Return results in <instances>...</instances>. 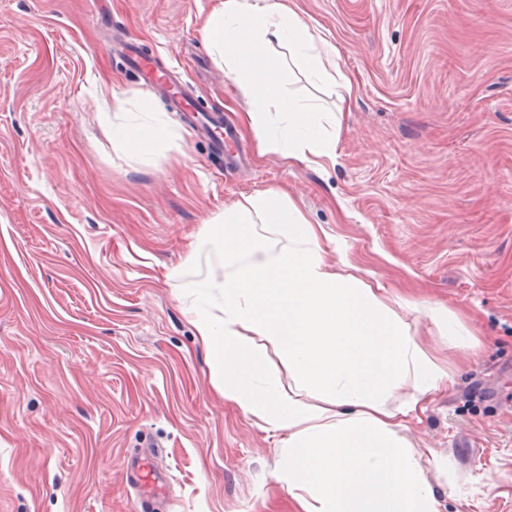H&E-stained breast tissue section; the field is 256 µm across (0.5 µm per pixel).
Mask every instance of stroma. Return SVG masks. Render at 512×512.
<instances>
[{
	"label": "stroma",
	"mask_w": 512,
	"mask_h": 512,
	"mask_svg": "<svg viewBox=\"0 0 512 512\" xmlns=\"http://www.w3.org/2000/svg\"><path fill=\"white\" fill-rule=\"evenodd\" d=\"M218 2L0 0V512H140V455L170 475L169 512H295L281 434L225 404L189 313L229 270L204 224L270 188L454 371L407 432L440 460V512H512V0H284L353 84L344 110L335 87H285L341 114L323 168L239 130L248 98L203 36ZM132 47L236 128L248 165L225 169ZM155 117L177 139L113 142ZM436 305L476 354H449Z\"/></svg>",
	"instance_id": "obj_1"
}]
</instances>
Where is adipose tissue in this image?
Masks as SVG:
<instances>
[{
	"label": "adipose tissue",
	"mask_w": 512,
	"mask_h": 512,
	"mask_svg": "<svg viewBox=\"0 0 512 512\" xmlns=\"http://www.w3.org/2000/svg\"><path fill=\"white\" fill-rule=\"evenodd\" d=\"M203 32L216 65L248 95L242 121L262 147L335 161L319 107L283 93L297 72L352 89L333 47L303 17L282 0H221ZM112 135L138 156L174 137L161 121L119 124ZM259 224L287 247L259 244ZM321 233L277 189L244 197L207 225L205 237L232 266L223 281L198 283L190 310L215 385L225 403L282 433L276 480L298 512H439L425 453L405 432L454 375L396 313L386 286L325 260ZM403 388L408 399L390 408Z\"/></svg>",
	"instance_id": "ef3b65f1"
}]
</instances>
